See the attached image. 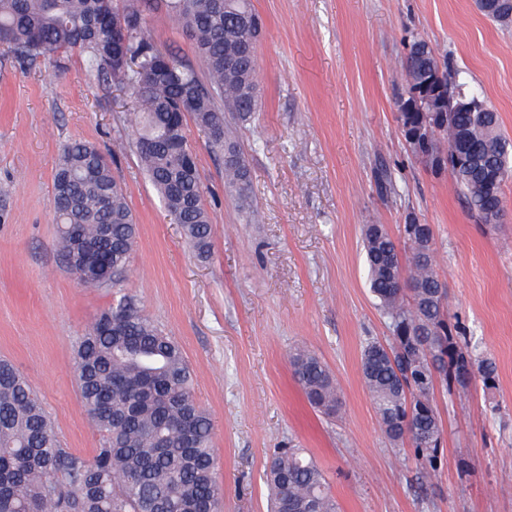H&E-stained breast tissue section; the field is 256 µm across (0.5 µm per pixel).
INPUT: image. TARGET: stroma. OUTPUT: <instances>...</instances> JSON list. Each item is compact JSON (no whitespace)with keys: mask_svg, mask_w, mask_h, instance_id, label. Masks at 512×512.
Masks as SVG:
<instances>
[{"mask_svg":"<svg viewBox=\"0 0 512 512\" xmlns=\"http://www.w3.org/2000/svg\"><path fill=\"white\" fill-rule=\"evenodd\" d=\"M262 107L238 126L253 219L224 186L207 132L187 121L211 226L198 258L139 166L128 140L129 91L96 80L72 55L21 69L0 53V357L29 380L65 448L91 455L99 436L77 386L74 346L112 304L83 288L56 251L50 208L63 145L83 140L109 160L138 227L121 283L138 310L182 348L194 396L214 422L221 512H267L264 471L291 442L324 468L341 512H512V176L495 224L479 222L452 172L434 173L406 142L396 102L414 38L464 72L512 141V26L477 0H252ZM149 34L199 77L193 40L165 9ZM431 225L449 321L497 365L495 389L437 386L444 427L439 473L426 483L411 445L383 435L362 384V346L392 331L367 286L362 227L400 237ZM314 352L341 389L329 419L293 377L295 348Z\"/></svg>","mask_w":512,"mask_h":512,"instance_id":"obj_1","label":"stroma"}]
</instances>
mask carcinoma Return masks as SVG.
Instances as JSON below:
<instances>
[{
  "label": "carcinoma",
  "mask_w": 512,
  "mask_h": 512,
  "mask_svg": "<svg viewBox=\"0 0 512 512\" xmlns=\"http://www.w3.org/2000/svg\"><path fill=\"white\" fill-rule=\"evenodd\" d=\"M145 0H0V45L23 63L82 54L91 76L131 91L138 115L132 145L148 179L201 257L210 246V224L198 169L185 173L169 149L170 113L186 112L210 135L224 157V178L241 206H248L249 171L231 112L241 122L258 111L257 47L264 26L251 0H161L194 41L207 69L201 80L176 54L149 38ZM406 84L434 78L448 96L483 99L462 72L441 63L423 38L403 62ZM468 164L452 169L469 209L487 220L501 210L502 185L488 182L504 167L512 172V143L500 133L491 106L456 112L422 150L448 153L459 140ZM106 157L92 144L64 145L50 205L63 256L90 243L99 272L69 271L85 288L120 286L136 239V221ZM363 247L369 289L388 319L393 342L367 340L360 371L385 436L409 439L422 478L435 475L443 425L433 395L435 372L445 386L467 390L481 379L495 387L496 366L461 346L448 324L447 291L433 266L430 225H403L394 240L381 224H366ZM80 395L99 434L91 457L62 447L54 423L31 383L0 359V512H219L224 488L216 477L213 421L193 395L194 375L179 344L122 296L101 311L75 345ZM294 378L311 406L336 411L338 390L328 367L300 350ZM271 512H339L324 470L305 449L275 448L266 469Z\"/></svg>",
  "instance_id": "cac0c4a2"
}]
</instances>
